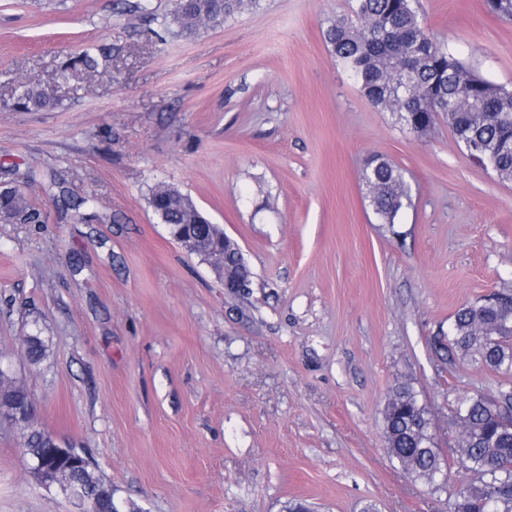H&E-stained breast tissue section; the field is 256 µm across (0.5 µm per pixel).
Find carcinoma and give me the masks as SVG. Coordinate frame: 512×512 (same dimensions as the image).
Returning <instances> with one entry per match:
<instances>
[{"label":"carcinoma","mask_w":512,"mask_h":512,"mask_svg":"<svg viewBox=\"0 0 512 512\" xmlns=\"http://www.w3.org/2000/svg\"><path fill=\"white\" fill-rule=\"evenodd\" d=\"M346 14L336 17L324 31L332 55L360 92L381 112H390L417 134L433 127L443 115L466 150L475 147L480 161H489L503 182L512 181V152L495 147L512 141V89L493 83L470 69L419 13L416 0H350ZM259 0H172L163 16L166 31L176 29L191 36L213 23L224 22L257 7ZM112 58V47L99 44L85 49L59 67L58 80L68 84L98 70ZM56 99L45 89L15 81L11 106L18 111L52 109ZM368 190L369 206L383 224H393L400 210L411 203L410 188L400 169L383 156H374L360 171ZM31 177L15 169L0 170V218L22 216L28 224L40 223L39 209L21 185ZM64 211L84 223L82 212L90 199L61 191ZM149 205L165 214L171 224H194L205 216L178 188L159 184L150 193ZM512 325V294L492 305L479 302L457 310L448 333V362L457 356L474 358L502 378L494 394L464 397L452 416L458 437L452 458L472 478L449 495L450 512H485L496 503V512H512V337L492 342L489 334L498 325ZM27 357L33 364L46 356L37 335L27 336ZM28 398L24 387L0 369V408ZM384 418L390 434L385 440L391 457L416 481L440 490L447 485V465L431 447L427 406L408 385L397 387L388 399ZM52 445V436L34 421L27 424L24 451L40 455ZM90 493L113 497L112 484L94 465L78 474Z\"/></svg>","instance_id":"carcinoma-1"}]
</instances>
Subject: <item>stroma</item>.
Here are the masks:
<instances>
[{
	"mask_svg": "<svg viewBox=\"0 0 512 512\" xmlns=\"http://www.w3.org/2000/svg\"><path fill=\"white\" fill-rule=\"evenodd\" d=\"M0 0V167L32 171L42 221H0V367L36 422L83 450L122 512H448L390 457L382 410L412 383L447 454L452 410L500 377L435 352L455 312L512 292V182L476 164L446 118L425 134L379 111L323 33L347 0H260L192 38L170 0ZM451 52L512 88V20L484 0H419ZM108 67L57 79L97 42ZM22 79L54 109L13 110ZM399 167L412 202L379 223L359 173ZM188 194L242 251L229 291L148 204ZM95 199L73 222L60 190ZM48 356L31 364L26 336ZM0 423V512H77Z\"/></svg>",
	"mask_w": 512,
	"mask_h": 512,
	"instance_id": "stroma-1",
	"label": "stroma"
}]
</instances>
